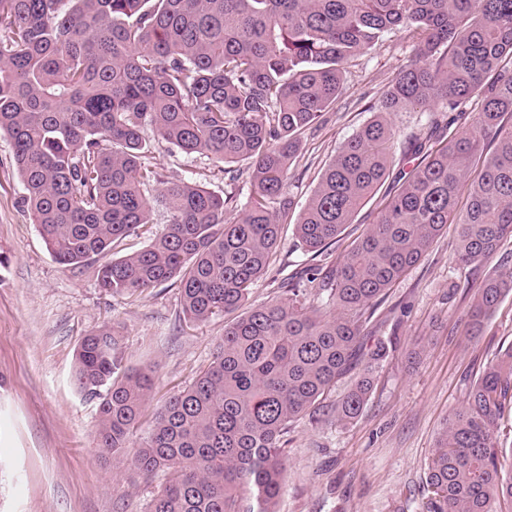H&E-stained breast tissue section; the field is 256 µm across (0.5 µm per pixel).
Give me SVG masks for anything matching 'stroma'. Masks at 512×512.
<instances>
[{
    "label": "stroma",
    "mask_w": 512,
    "mask_h": 512,
    "mask_svg": "<svg viewBox=\"0 0 512 512\" xmlns=\"http://www.w3.org/2000/svg\"><path fill=\"white\" fill-rule=\"evenodd\" d=\"M415 38L399 30L346 66L342 95L326 120L305 132L289 169L290 190L305 203L341 144L366 123L369 105L412 57ZM422 110L393 116L391 173L406 176L415 159L408 138ZM150 160L164 184L189 182L221 194L218 163L152 144ZM23 187L8 136L0 135V512H146L164 477H144L123 460L99 456L98 403L73 383L82 337L119 326L126 365L153 372L142 418L209 364L233 314L195 324L184 318L180 290L166 282L122 299L104 293L96 266L59 264L22 204ZM458 225L389 289L376 308L369 343L393 350L373 374L360 416L344 424L303 417L289 430L286 478L278 512H428L425 472L435 439L470 385L501 349L512 345V293L479 335L466 333L467 312L483 280L512 261V237L496 257L459 269L453 261ZM285 230L244 310L279 298L282 280L312 264Z\"/></svg>",
    "instance_id": "stroma-1"
}]
</instances>
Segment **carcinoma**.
<instances>
[{
    "instance_id": "1",
    "label": "carcinoma",
    "mask_w": 512,
    "mask_h": 512,
    "mask_svg": "<svg viewBox=\"0 0 512 512\" xmlns=\"http://www.w3.org/2000/svg\"><path fill=\"white\" fill-rule=\"evenodd\" d=\"M400 27L418 38L415 54L325 169L295 224L299 242L313 254L335 243L384 184L390 115L420 107L448 120L434 116L409 137L418 162L338 262L308 267L282 283L283 298L225 326L208 367L139 437L151 372L126 367L110 325L82 338L73 378L99 400L98 452L163 473L146 512H278L289 426L353 371L336 417L351 422L364 408L373 366L390 352L367 347L365 334L386 291L450 224L460 225L462 266L489 260L512 234V0H0V134L48 251L85 265L139 235L159 203L164 231L100 264L97 284L132 298L177 282L193 322L238 309L265 274L294 207L287 175L300 135L336 104L348 61ZM156 139L214 158L231 184L235 165L249 163L250 200L240 208L235 191L192 183L155 190ZM476 156L483 171L461 210ZM507 292L503 264L478 289L471 334ZM511 416L512 346L439 433L429 512L512 505V443L495 436Z\"/></svg>"
}]
</instances>
